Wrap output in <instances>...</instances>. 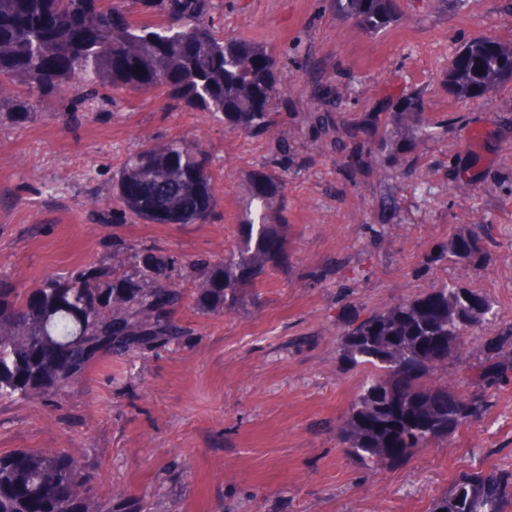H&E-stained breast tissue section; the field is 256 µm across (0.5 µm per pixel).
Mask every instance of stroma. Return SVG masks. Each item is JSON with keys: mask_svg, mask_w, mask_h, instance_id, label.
<instances>
[{"mask_svg": "<svg viewBox=\"0 0 512 512\" xmlns=\"http://www.w3.org/2000/svg\"><path fill=\"white\" fill-rule=\"evenodd\" d=\"M214 4L220 36L256 42L274 61L284 91L272 131L231 134L145 91L76 113L65 95L24 123L0 114V280L33 287L102 263L116 240L220 259L238 245L260 174L283 180L275 208L288 260L233 312L184 310L189 345L98 361L59 405L0 406V453L65 450L95 469L99 495L121 489L150 512H429L464 474L512 472V372L492 389L475 381L495 359L481 328L430 378L464 380V394L483 402L453 437L372 467L336 437L366 377L341 362L338 330L350 316L450 283L512 323V82L477 99L448 88L466 43L512 42V0H399L391 25L371 34L332 0ZM372 112L379 127L364 123ZM385 128L398 135L395 153L356 163L359 145ZM182 136L212 158L219 204L209 223L102 220L125 155ZM463 177L470 190H458ZM479 226L491 235L483 255L457 262L451 243Z\"/></svg>", "mask_w": 512, "mask_h": 512, "instance_id": "1", "label": "stroma"}]
</instances>
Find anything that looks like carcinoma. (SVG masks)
I'll list each match as a JSON object with an SVG mask.
<instances>
[{
	"label": "carcinoma",
	"instance_id": "1",
	"mask_svg": "<svg viewBox=\"0 0 512 512\" xmlns=\"http://www.w3.org/2000/svg\"><path fill=\"white\" fill-rule=\"evenodd\" d=\"M158 16L140 22L117 0H0V110L29 120L52 108L64 88L80 101L115 100L129 90H157L170 101L224 121L230 133H265L281 87L267 50L226 40L207 16L213 0H142ZM336 11L378 32L394 20L397 0H334ZM483 70H478V67ZM512 81V56L499 42L471 41L448 67V85L478 98ZM396 135L383 132L368 153H393ZM206 148L172 138L129 152L112 181V221L205 224L218 206ZM280 182L253 181L238 246L218 259L186 263L151 247L112 243L107 261L48 275L29 290L0 283V405L56 401L101 359L128 360L190 343L180 313L233 311L257 280L286 259L287 238L273 208ZM478 232L458 237L451 253L470 261L483 252ZM192 268V287L178 281ZM491 336L487 349L512 346V323L474 290L446 284L349 322L339 332L342 357L367 371L336 436L346 454L365 463H399L447 439L482 409L426 378L466 344L470 328ZM512 372V356L482 368L493 387ZM124 492L98 497L93 473L62 450L21 448L0 454V512H145ZM429 512H512V472H472L456 479Z\"/></svg>",
	"mask_w": 512,
	"mask_h": 512
}]
</instances>
